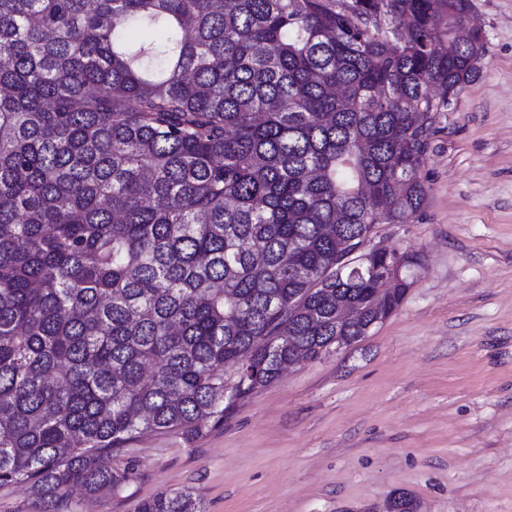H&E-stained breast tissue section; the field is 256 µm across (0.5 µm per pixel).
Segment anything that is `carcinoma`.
<instances>
[{
	"mask_svg": "<svg viewBox=\"0 0 512 512\" xmlns=\"http://www.w3.org/2000/svg\"><path fill=\"white\" fill-rule=\"evenodd\" d=\"M471 9L0 0V486L44 512L116 490L99 458L223 422L401 305L418 254L338 262L425 207L432 114L484 55L480 26L454 30ZM137 512L205 510L181 491Z\"/></svg>",
	"mask_w": 512,
	"mask_h": 512,
	"instance_id": "carcinoma-1",
	"label": "carcinoma"
}]
</instances>
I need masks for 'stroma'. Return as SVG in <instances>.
Instances as JSON below:
<instances>
[{
  "instance_id": "stroma-1",
  "label": "stroma",
  "mask_w": 512,
  "mask_h": 512,
  "mask_svg": "<svg viewBox=\"0 0 512 512\" xmlns=\"http://www.w3.org/2000/svg\"><path fill=\"white\" fill-rule=\"evenodd\" d=\"M485 54L435 118L423 211L376 242L422 255L401 306L360 341L292 367L193 438L114 454L120 490L60 512H136L189 490L205 512H512V0H471Z\"/></svg>"
}]
</instances>
